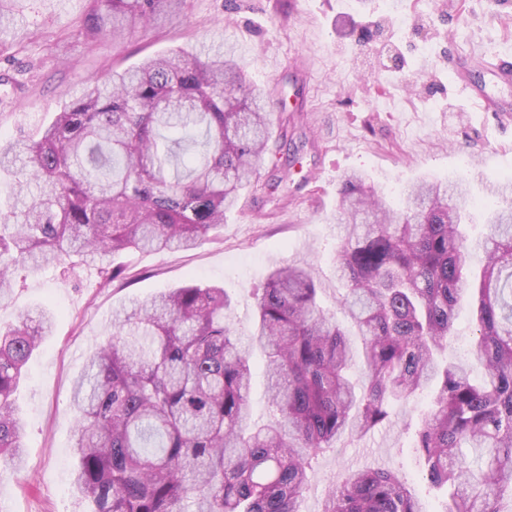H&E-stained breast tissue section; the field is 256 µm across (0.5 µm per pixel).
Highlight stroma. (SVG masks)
I'll return each mask as SVG.
<instances>
[{"instance_id": "1", "label": "stroma", "mask_w": 512, "mask_h": 512, "mask_svg": "<svg viewBox=\"0 0 512 512\" xmlns=\"http://www.w3.org/2000/svg\"><path fill=\"white\" fill-rule=\"evenodd\" d=\"M88 0H20L21 43L0 51V136H37L89 79L184 49L202 56L233 45L250 79L271 97L273 121L290 116L288 143L270 152L219 236L190 251L123 256L124 279L104 283L97 268H18L0 326L44 307L50 336L26 366L16 393L25 424V469L0 464V512H86L72 486L77 450L71 406L75 378L112 331V313L187 284L219 285L230 322L248 330L254 292L275 266H310L321 303L337 312L345 288L336 274L337 191L352 172L399 204L422 178L463 181L477 207L463 231L487 233V183L512 174V123L459 96L455 58L512 52V0H187L180 16L135 37L72 39ZM278 187H270L271 176ZM430 400L396 404L388 423L342 437L318 456L302 512L349 470L388 469L411 486L423 512L446 497L422 479L412 422Z\"/></svg>"}]
</instances>
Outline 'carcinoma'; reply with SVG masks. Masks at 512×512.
Segmentation results:
<instances>
[{
	"label": "carcinoma",
	"instance_id": "obj_1",
	"mask_svg": "<svg viewBox=\"0 0 512 512\" xmlns=\"http://www.w3.org/2000/svg\"><path fill=\"white\" fill-rule=\"evenodd\" d=\"M18 0H0V36H18ZM187 0H89L88 42L128 37ZM269 97L235 54L181 50L92 79L37 141L0 140L10 196L0 209V302L17 268L95 266L117 280L122 251L190 250L214 239L271 150ZM486 253L470 318L478 376L435 354L468 292L463 232L468 193L420 180L394 208L360 173L338 189L346 234L339 303L361 336L354 348L320 303L307 266L273 270L243 334L216 285L172 288L116 313L112 333L73 386L74 485L91 512H301L312 461L336 440L363 436L391 408L434 387L416 430L444 512H505L512 503V179L489 186ZM39 309L0 328V460L25 465V425L13 400L28 361L52 330ZM263 348L271 418L251 422V353ZM321 512H421L393 471L348 472Z\"/></svg>",
	"mask_w": 512,
	"mask_h": 512
}]
</instances>
